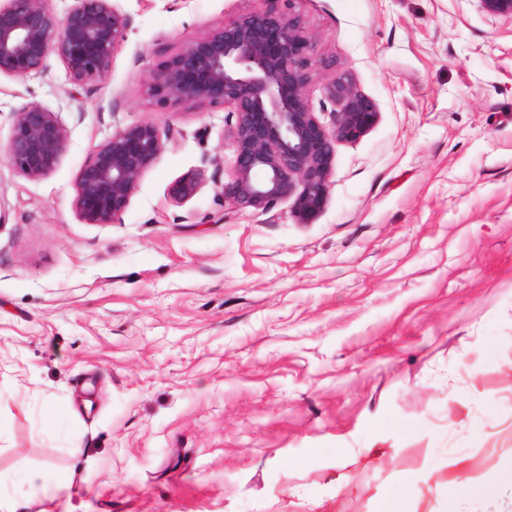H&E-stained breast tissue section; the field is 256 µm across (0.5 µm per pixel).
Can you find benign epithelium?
Returning a JSON list of instances; mask_svg holds the SVG:
<instances>
[{
	"label": "benign epithelium",
	"instance_id": "benign-epithelium-1",
	"mask_svg": "<svg viewBox=\"0 0 512 512\" xmlns=\"http://www.w3.org/2000/svg\"><path fill=\"white\" fill-rule=\"evenodd\" d=\"M480 8L512 20V0H478ZM131 18L112 0H75L59 18L49 0H3L0 4V75L23 79L42 74L50 55L64 64L71 83L103 80ZM313 42L299 20L274 8L241 15L188 43L160 70L149 74L164 102L200 107L222 105L233 116L232 177L221 184L224 199L241 210L268 211L294 198L306 221L324 206L336 143L356 141L375 123L377 108L347 73L324 85L337 109L330 123L313 112L308 60ZM168 134L148 123L130 125L97 146L76 178L74 205L89 224H110L128 207L143 173L164 149ZM66 127L53 112L32 103L16 113L6 161L28 179L49 175L68 148ZM205 170L176 180V203L192 198Z\"/></svg>",
	"mask_w": 512,
	"mask_h": 512
}]
</instances>
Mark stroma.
Segmentation results:
<instances>
[{
	"mask_svg": "<svg viewBox=\"0 0 512 512\" xmlns=\"http://www.w3.org/2000/svg\"><path fill=\"white\" fill-rule=\"evenodd\" d=\"M104 80L0 77V473L25 512H512V21L477 0H278L315 45L309 99L348 72L373 127L336 145L310 222L225 202L223 107L156 105L148 74L266 0H113ZM68 130L48 176L3 157L18 111ZM168 131L119 220L76 177L128 125ZM72 416L45 427L47 403ZM415 473L403 485L406 473ZM206 180L205 169L192 171L176 180L170 187L169 194L176 203H183L192 198Z\"/></svg>",
	"mask_w": 512,
	"mask_h": 512,
	"instance_id": "35a3bbf8",
	"label": "stroma"
}]
</instances>
